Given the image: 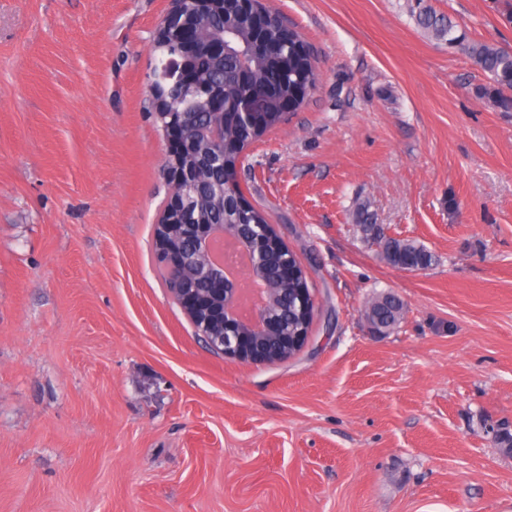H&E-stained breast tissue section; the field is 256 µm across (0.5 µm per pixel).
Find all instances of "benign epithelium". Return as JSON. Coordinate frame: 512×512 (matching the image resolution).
Instances as JSON below:
<instances>
[{"label": "benign epithelium", "mask_w": 512, "mask_h": 512, "mask_svg": "<svg viewBox=\"0 0 512 512\" xmlns=\"http://www.w3.org/2000/svg\"><path fill=\"white\" fill-rule=\"evenodd\" d=\"M207 4L208 0H173L155 44L175 45L178 52L158 57L149 75V101L154 120L163 131L168 183L164 215L173 216L181 225L180 238L186 245L184 249L166 250L162 267L175 276L177 286L169 290L172 300L199 335L207 337L210 350L242 363L282 360L288 356V330L272 310L278 297L276 289H265L262 298L248 304L244 285L265 284L269 278L288 281L293 273L289 248L268 247L270 233L264 224L224 223V189L239 187V167H224V134L229 127L264 130L269 124L270 104H278L283 118L294 104L282 95L277 69L263 81L252 79L244 52L229 49L224 30L209 29ZM230 4L269 60L288 55V27H283L279 41L264 40L268 26L280 20L275 11L268 7L255 10L253 0H230ZM203 85L207 90L192 110H168L167 94ZM186 152L224 168V185L205 216L191 212L189 195L195 187L188 172L179 167ZM224 238L253 257L248 276H230L224 261L214 258L213 246Z\"/></svg>", "instance_id": "benign-epithelium-1"}]
</instances>
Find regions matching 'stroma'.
Returning a JSON list of instances; mask_svg holds the SVG:
<instances>
[{
    "instance_id": "obj_1",
    "label": "stroma",
    "mask_w": 512,
    "mask_h": 512,
    "mask_svg": "<svg viewBox=\"0 0 512 512\" xmlns=\"http://www.w3.org/2000/svg\"><path fill=\"white\" fill-rule=\"evenodd\" d=\"M318 65L237 179L319 308L285 361L209 351L158 273L147 104L172 0H0V512H512V112L467 45L512 0H266ZM427 247L390 265L354 219ZM405 304L373 336L364 309ZM417 25L430 37L453 43L460 37H453L455 25L452 20L432 10L428 6L420 8L419 12L415 15ZM403 310L404 305L396 295L384 294L372 300L370 313L372 319L389 333L400 323Z\"/></svg>"
}]
</instances>
